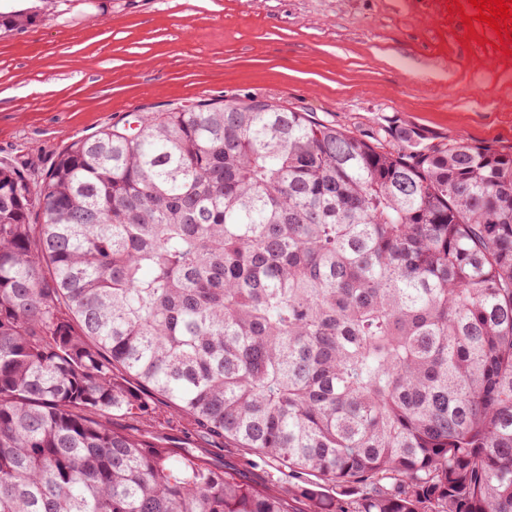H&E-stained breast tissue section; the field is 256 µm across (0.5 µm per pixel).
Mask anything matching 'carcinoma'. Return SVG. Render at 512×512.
Listing matches in <instances>:
<instances>
[{"label":"carcinoma","instance_id":"carcinoma-1","mask_svg":"<svg viewBox=\"0 0 512 512\" xmlns=\"http://www.w3.org/2000/svg\"><path fill=\"white\" fill-rule=\"evenodd\" d=\"M0 512H512V155L245 96L0 165ZM167 417H170V420H172V417H173V421H174V427L173 429L174 430H170L167 425H163V426H156V428H154V432H156L157 435L159 436H174L178 439H176L177 441H182V442H190L192 443L190 445V447L194 448L196 447V451H199V450H207V449H213V447H211L209 444H212L211 442H205L203 440H199L196 436H195V439L192 438V440L194 441H188V440H184L183 438L185 437V435H187L185 432L187 431L186 430V426L184 424V422L177 416H174V415H170L169 413H166V418Z\"/></svg>","mask_w":512,"mask_h":512}]
</instances>
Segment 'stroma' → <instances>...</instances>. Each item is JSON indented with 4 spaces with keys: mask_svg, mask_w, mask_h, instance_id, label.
Wrapping results in <instances>:
<instances>
[{
    "mask_svg": "<svg viewBox=\"0 0 512 512\" xmlns=\"http://www.w3.org/2000/svg\"><path fill=\"white\" fill-rule=\"evenodd\" d=\"M463 4V13L452 12ZM0 39V162L44 176L75 141L202 99L272 98L351 129L512 152V36L469 0H18ZM502 48H494V41Z\"/></svg>",
    "mask_w": 512,
    "mask_h": 512,
    "instance_id": "1",
    "label": "stroma"
}]
</instances>
